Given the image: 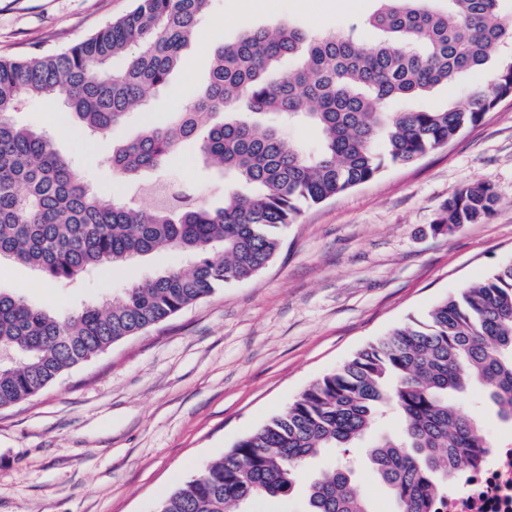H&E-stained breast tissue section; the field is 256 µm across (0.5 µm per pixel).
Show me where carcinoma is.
Segmentation results:
<instances>
[{
	"mask_svg": "<svg viewBox=\"0 0 512 512\" xmlns=\"http://www.w3.org/2000/svg\"><path fill=\"white\" fill-rule=\"evenodd\" d=\"M368 23L381 39L322 37L276 24L218 47L206 86L165 125L147 126L107 163L123 180L160 174L182 142L222 168L224 205L182 187L184 202L106 204L51 140L13 114L25 98L62 100L82 135L102 134L165 88L209 0H137L135 8L61 52L0 58V257L70 283L153 252L176 250L187 268L149 274L108 302L61 317L0 292V408L28 400L64 371L175 316L227 283L255 276L278 253L280 229L302 205L322 203L447 146L512 98V29L503 0H378ZM124 57V65L111 61ZM497 62L488 84L442 111L418 102L440 85ZM321 131L315 148L287 140L278 121ZM486 182L444 204L434 230L451 234L488 217ZM473 385L512 420V263L442 299L421 319L369 343L313 382L285 411L212 461L156 512H246L248 502L304 493L307 512H373L353 482L350 449L390 409L402 436L367 458L394 512H436L461 465L489 448L478 423L448 402ZM327 449L338 465L302 480Z\"/></svg>",
	"mask_w": 512,
	"mask_h": 512,
	"instance_id": "1",
	"label": "carcinoma"
}]
</instances>
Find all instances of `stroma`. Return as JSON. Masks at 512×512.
<instances>
[{
    "instance_id": "stroma-1",
    "label": "stroma",
    "mask_w": 512,
    "mask_h": 512,
    "mask_svg": "<svg viewBox=\"0 0 512 512\" xmlns=\"http://www.w3.org/2000/svg\"><path fill=\"white\" fill-rule=\"evenodd\" d=\"M376 0H210L168 87L125 122L82 136L66 107L24 99L18 123L44 131L105 201L148 195L118 180L104 159L147 124L166 123L206 84L215 47L276 23L336 36L366 23ZM134 7V0H0V56L67 49ZM167 177L214 206L224 174L185 143ZM490 183L493 214L452 234L432 229L449 197ZM512 262V99L448 147L304 208L281 247L249 280L217 289L148 331L64 372L29 401L0 409V512H155L159 502L242 436L283 411L311 382L368 342ZM175 251L70 285L29 267L0 264V290L70 314L111 298L157 270L184 266ZM464 413L491 444L512 443V424L481 387Z\"/></svg>"
}]
</instances>
